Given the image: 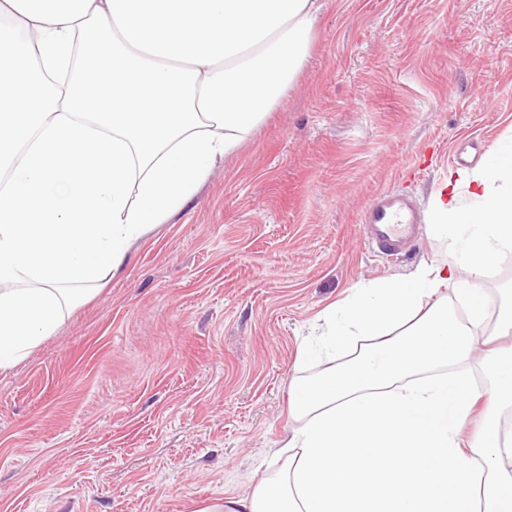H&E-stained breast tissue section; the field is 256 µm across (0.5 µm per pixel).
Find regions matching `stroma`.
I'll list each match as a JSON object with an SVG mask.
<instances>
[{
	"mask_svg": "<svg viewBox=\"0 0 512 512\" xmlns=\"http://www.w3.org/2000/svg\"><path fill=\"white\" fill-rule=\"evenodd\" d=\"M512 133V0H326L308 65L192 203L0 372V512H195L278 466L297 350L351 288L444 255L433 192ZM384 189L423 222L389 260ZM368 244L384 256L399 259L415 239L421 215L400 192H378L361 215Z\"/></svg>",
	"mask_w": 512,
	"mask_h": 512,
	"instance_id": "35a3bbf8",
	"label": "stroma"
}]
</instances>
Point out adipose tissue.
<instances>
[{
  "label": "adipose tissue",
  "instance_id": "obj_1",
  "mask_svg": "<svg viewBox=\"0 0 512 512\" xmlns=\"http://www.w3.org/2000/svg\"><path fill=\"white\" fill-rule=\"evenodd\" d=\"M323 0H0V369L52 336L79 285L194 198L306 66ZM446 257L319 316L351 351L291 389L299 426L253 492L202 512H512V138L430 200ZM456 300L462 315L448 308ZM478 361L486 380L444 373ZM512 283V252L504 254L497 265L488 273L483 281V288H488L491 296L495 293L501 297L500 288L510 287Z\"/></svg>",
  "mask_w": 512,
  "mask_h": 512
}]
</instances>
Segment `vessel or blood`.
<instances>
[{
	"instance_id": "1",
	"label": "vessel or blood",
	"mask_w": 512,
	"mask_h": 512,
	"mask_svg": "<svg viewBox=\"0 0 512 512\" xmlns=\"http://www.w3.org/2000/svg\"><path fill=\"white\" fill-rule=\"evenodd\" d=\"M366 240L384 256L402 257L415 239L421 215L407 195L400 192H378L361 215Z\"/></svg>"
}]
</instances>
